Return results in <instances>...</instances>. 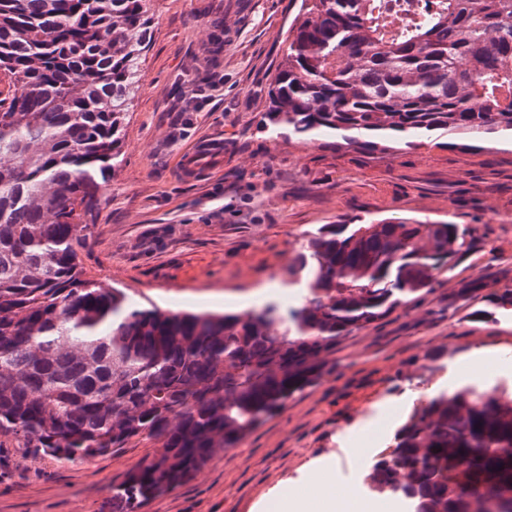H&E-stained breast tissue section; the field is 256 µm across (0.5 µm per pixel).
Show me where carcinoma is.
<instances>
[{"instance_id": "carcinoma-1", "label": "carcinoma", "mask_w": 512, "mask_h": 512, "mask_svg": "<svg viewBox=\"0 0 512 512\" xmlns=\"http://www.w3.org/2000/svg\"><path fill=\"white\" fill-rule=\"evenodd\" d=\"M152 36L150 0H0V436L67 461L135 437L151 459L112 485L140 512L336 372L357 331L418 300L474 247L470 228L413 219L323 224L287 269L305 295L242 313H162L81 278ZM260 127L350 147L443 130L512 138V0H302ZM512 314V277L464 279ZM448 352L424 354L440 371ZM409 512H512V383L416 403L363 476Z\"/></svg>"}]
</instances>
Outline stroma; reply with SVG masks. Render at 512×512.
Segmentation results:
<instances>
[{
    "label": "stroma",
    "mask_w": 512,
    "mask_h": 512,
    "mask_svg": "<svg viewBox=\"0 0 512 512\" xmlns=\"http://www.w3.org/2000/svg\"><path fill=\"white\" fill-rule=\"evenodd\" d=\"M301 0H150L152 37L143 81L126 116L121 155L78 248L82 278L122 290L142 308L243 312L273 299L295 304L290 260L306 232L340 221L413 218L466 224L476 247L409 309L354 333L336 348V373L291 400L236 448L219 450L197 479L141 512H279L296 485L315 490L333 467L340 484L360 485L368 459L353 435L395 427L420 394L444 389L447 371L424 369L426 350H447L464 368L483 350L497 356L480 383L512 362V319L475 323L445 314L460 280L512 272V140H447L430 132L373 152L271 138L258 124L266 91L288 46ZM224 47L205 56L213 25ZM213 85L206 111L185 105ZM224 154L181 176L206 140ZM154 454L135 438L112 454L68 462L0 438V512H111L113 483Z\"/></svg>",
    "instance_id": "1"
}]
</instances>
